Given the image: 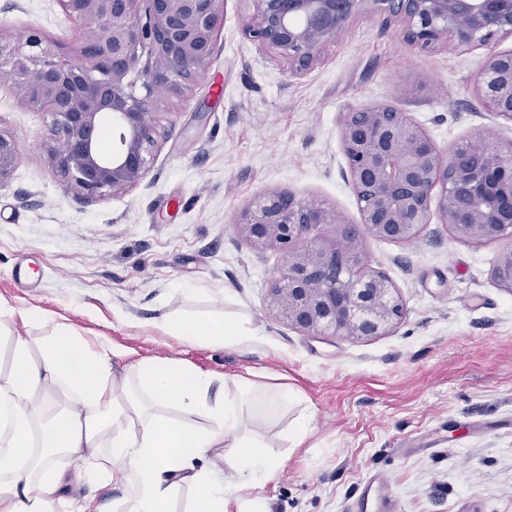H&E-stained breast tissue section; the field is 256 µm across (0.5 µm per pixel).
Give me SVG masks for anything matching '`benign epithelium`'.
Wrapping results in <instances>:
<instances>
[{"label": "benign epithelium", "instance_id": "obj_1", "mask_svg": "<svg viewBox=\"0 0 512 512\" xmlns=\"http://www.w3.org/2000/svg\"><path fill=\"white\" fill-rule=\"evenodd\" d=\"M245 32L275 52L292 76L308 70L366 5L398 19L412 46H488L512 35V0H254ZM78 23L69 46L30 33L22 53L0 35V57L17 75L20 102L49 112L43 143L65 189L84 200L136 187L157 145L156 93L180 95L206 71L224 24V0H58ZM148 59H143V55ZM143 92H136V84ZM475 93L487 112L512 121V50L481 62ZM112 123L102 145L101 117ZM340 141L364 231L380 240L416 239L437 214L457 239L507 243L492 279L512 292V140L487 132L443 151L408 113L369 104L344 114ZM19 159L0 130V183ZM239 234L284 257L273 306L309 334L358 340L399 323L392 279L373 268L363 234L333 208L273 193L237 216Z\"/></svg>", "mask_w": 512, "mask_h": 512}]
</instances>
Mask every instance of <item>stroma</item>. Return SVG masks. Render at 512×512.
<instances>
[{"instance_id":"obj_1","label":"stroma","mask_w":512,"mask_h":512,"mask_svg":"<svg viewBox=\"0 0 512 512\" xmlns=\"http://www.w3.org/2000/svg\"><path fill=\"white\" fill-rule=\"evenodd\" d=\"M252 0H225L208 69L191 92L158 94L159 145L132 190L83 201L57 178L41 143L52 122L24 107L0 60V128L20 147L0 185V302L60 318L116 351L115 371L141 361L288 385L294 411H313L299 446L272 438L282 469L259 490L269 512H354L364 481L387 476L397 512H512V293L491 278L501 244L460 241L432 223L399 244L365 237L375 268L397 287L404 316L359 340L314 336L283 319L270 288L283 257L243 238L234 220L274 193L320 202L361 221L347 180L340 116L386 103L408 112L441 148L512 121L485 112L474 82L488 51L417 49L396 19L361 13L300 76L244 34ZM75 41L57 0H0V35ZM32 279L19 285L17 265ZM227 313L254 340L186 345L167 318ZM129 490L72 469L64 493L101 512Z\"/></svg>"}]
</instances>
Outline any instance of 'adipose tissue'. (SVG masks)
Instances as JSON below:
<instances>
[{
    "mask_svg": "<svg viewBox=\"0 0 512 512\" xmlns=\"http://www.w3.org/2000/svg\"><path fill=\"white\" fill-rule=\"evenodd\" d=\"M17 321L53 330L10 337L12 368L0 376V512H97L92 500L64 494L77 460L84 475L105 479L122 466L130 492L112 512H171L185 487L193 491L187 512H267L256 489L281 467L268 431L294 404L292 391L219 381L175 360L118 375L111 344L0 304V327ZM166 328L190 344L254 337L227 316L177 318ZM215 448L224 451L223 471L198 466Z\"/></svg>",
    "mask_w": 512,
    "mask_h": 512,
    "instance_id": "1",
    "label": "adipose tissue"
}]
</instances>
